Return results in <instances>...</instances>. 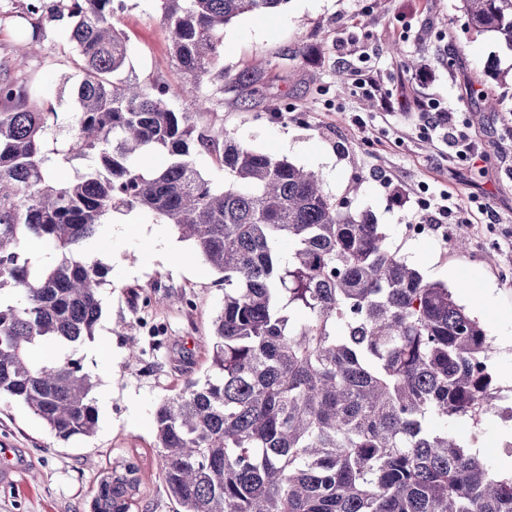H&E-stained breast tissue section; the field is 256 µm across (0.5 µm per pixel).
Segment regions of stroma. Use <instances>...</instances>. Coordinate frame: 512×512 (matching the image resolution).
I'll return each instance as SVG.
<instances>
[{
  "label": "stroma",
  "mask_w": 512,
  "mask_h": 512,
  "mask_svg": "<svg viewBox=\"0 0 512 512\" xmlns=\"http://www.w3.org/2000/svg\"><path fill=\"white\" fill-rule=\"evenodd\" d=\"M118 24L130 37L134 77L180 83L151 0H127ZM223 43L228 75L264 62L263 92L225 89L201 123L318 171L330 197L386 225L399 255L426 281L447 284L460 304L472 289H486L484 307L472 314L489 336L490 367L506 399L481 424L480 448L499 467L512 432V137L504 133L512 126V51L471 29L458 0H289L278 13L235 18ZM29 54L45 104L73 112L67 46L46 41ZM342 67L375 92L337 86ZM426 70L432 77L424 83ZM486 82L498 98L492 112L472 94ZM428 97L466 114L486 146L483 161L458 162L444 141L420 136L418 112ZM424 188L462 201L484 197L487 211L475 214L466 249L438 232L408 233L420 221L415 199ZM122 218L101 230L98 257L109 269L102 317L81 352L97 382V432L62 441L25 407L0 401V512H91L102 475L126 462L143 477L130 512L175 510L157 474L154 414L163 397L209 368L224 284L195 244L156 214L135 209Z\"/></svg>",
  "instance_id": "1"
}]
</instances>
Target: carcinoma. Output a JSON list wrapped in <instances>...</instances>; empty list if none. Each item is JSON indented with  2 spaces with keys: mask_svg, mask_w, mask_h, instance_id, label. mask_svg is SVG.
I'll return each instance as SVG.
<instances>
[{
  "mask_svg": "<svg viewBox=\"0 0 512 512\" xmlns=\"http://www.w3.org/2000/svg\"><path fill=\"white\" fill-rule=\"evenodd\" d=\"M153 2L176 86L127 73L126 0H19L33 40L70 45L76 109L65 148L47 149L58 112L33 73L0 63V400L60 440L95 433L96 383L80 356L108 273L94 247L109 215L146 209L224 274L209 370L155 411L176 512H512V475L449 431L495 409L484 328L390 247L383 225L327 195L320 173L198 122L207 87L261 91L260 64L224 73V26L288 0ZM460 11L512 50V0H460ZM177 97L189 106L174 108ZM198 151L222 184L196 169ZM156 152L167 163L143 171ZM59 155L86 168L62 184ZM36 243L56 258L31 257ZM44 343L59 354L31 359ZM137 473L106 472L91 512H130Z\"/></svg>",
  "mask_w": 512,
  "mask_h": 512,
  "instance_id": "cac0c4a2",
  "label": "carcinoma"
}]
</instances>
